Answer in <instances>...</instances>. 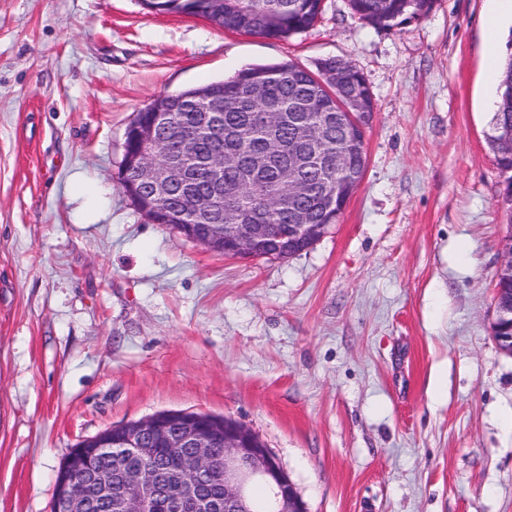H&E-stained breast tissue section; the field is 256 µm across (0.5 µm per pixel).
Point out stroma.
<instances>
[{
  "label": "stroma",
  "mask_w": 512,
  "mask_h": 512,
  "mask_svg": "<svg viewBox=\"0 0 512 512\" xmlns=\"http://www.w3.org/2000/svg\"><path fill=\"white\" fill-rule=\"evenodd\" d=\"M494 9L435 0L387 31L324 0L275 40L140 0H0V512H51L76 443L162 411L242 423L307 512H512ZM328 57L375 112L310 248L227 257L133 207L124 133L154 97ZM505 271L512 278V233L503 241V260L498 272ZM496 273V274H497ZM508 275L499 278L500 288H494V301L497 318L493 329V338L502 351L512 354V282Z\"/></svg>",
  "instance_id": "1"
}]
</instances>
